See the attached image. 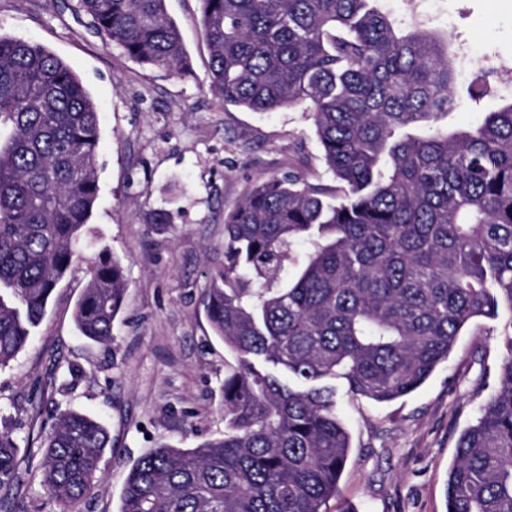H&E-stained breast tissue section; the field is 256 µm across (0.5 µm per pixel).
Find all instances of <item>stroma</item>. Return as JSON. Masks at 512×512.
Returning a JSON list of instances; mask_svg holds the SVG:
<instances>
[{"mask_svg": "<svg viewBox=\"0 0 512 512\" xmlns=\"http://www.w3.org/2000/svg\"><path fill=\"white\" fill-rule=\"evenodd\" d=\"M77 0H0V34L44 45L79 76L100 112L97 205L82 257L55 289L30 344L0 371V423L19 444L67 409L108 430L93 495L81 512H119L132 464L152 448H179L224 434V345L202 301L224 266V214L257 179L294 171L334 186L309 113L252 112L224 105L209 88L210 54L199 0H166L193 73L181 77L129 59L99 35ZM425 26L468 43L490 65L512 70V0H427ZM480 102L462 100L449 127L464 129L512 83ZM166 211L169 223L154 216ZM128 280L109 345L75 328V304L99 252ZM512 315L463 330L448 361L417 391L385 406L346 393L338 413L352 438L340 492L327 512H446L448 468L461 432L498 384ZM40 399L32 411V399ZM42 457L24 455L29 512H61L43 490Z\"/></svg>", "mask_w": 512, "mask_h": 512, "instance_id": "1", "label": "stroma"}]
</instances>
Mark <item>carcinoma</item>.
<instances>
[{
  "label": "carcinoma",
  "instance_id": "1",
  "mask_svg": "<svg viewBox=\"0 0 512 512\" xmlns=\"http://www.w3.org/2000/svg\"><path fill=\"white\" fill-rule=\"evenodd\" d=\"M166 0H77L139 64L192 74ZM209 90L224 104L311 113L341 194L292 172L252 183L224 217V269L204 289L224 343V436L163 444L131 467L119 512H325L350 434L337 385L378 404L421 387L458 336L512 314V102L453 132L457 52L378 0H199ZM500 72L477 68L479 102ZM98 107L42 45L0 35V370L80 259L98 199ZM302 248V256L294 253ZM293 263L291 276L283 274ZM128 282L103 251L76 302L85 339L112 341ZM111 447L92 416L41 435L42 483L90 497ZM20 447L0 428V512H28ZM447 512H512V336L498 390L459 437Z\"/></svg>",
  "mask_w": 512,
  "mask_h": 512
}]
</instances>
